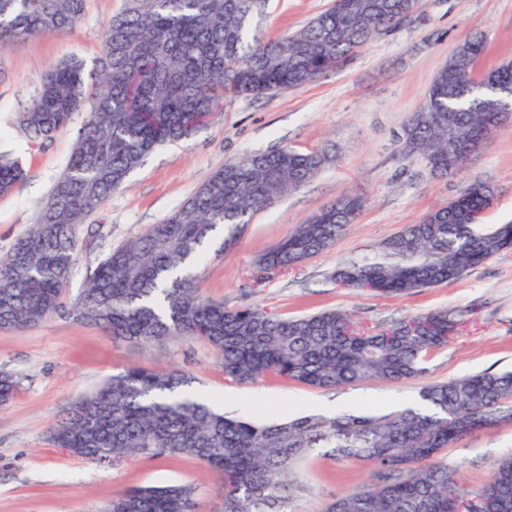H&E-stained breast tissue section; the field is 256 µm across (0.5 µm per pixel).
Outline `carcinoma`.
Listing matches in <instances>:
<instances>
[{"instance_id":"1","label":"carcinoma","mask_w":512,"mask_h":512,"mask_svg":"<svg viewBox=\"0 0 512 512\" xmlns=\"http://www.w3.org/2000/svg\"><path fill=\"white\" fill-rule=\"evenodd\" d=\"M87 0H0V50L20 40L67 34ZM409 0H334L282 40H263L258 19L267 0H129L103 32L102 90L84 110L83 62L75 57L44 74L20 121L33 143L52 139L85 112L75 147L52 194L26 233L0 256V327L34 326L61 306L62 288L78 251L75 226L159 145L186 140L199 117L239 97L308 85L352 57L371 27L400 26ZM485 41L463 39L438 70L425 104L404 134L437 178L460 173L469 151L488 135L492 99L473 75ZM512 86V61L488 73ZM322 151L256 152L224 163L175 212L115 249L91 274L78 318L113 338L148 345L195 336L214 350L224 375L241 384L274 375L317 390L362 381L421 377L424 363L457 335L460 320L441 310L385 328L359 325L351 313L278 316L246 306L226 309L204 296L190 269L214 242L311 179ZM27 176L18 160H0V195ZM494 193L475 183L407 225L380 250L342 262L339 285L400 296L462 279L512 248V222L488 229L473 221ZM363 199L346 194L297 225L258 257L266 270H288L335 245L354 223ZM194 378L171 368L131 367L76 403L52 431L56 446L87 460L190 456L219 474L221 512H287L306 490L297 475L310 455L351 458L371 480L333 496L322 512H512V454L500 458L485 484L467 490L442 452L457 440L494 429L512 416V371L484 372L425 385L422 405L372 415L310 413L280 424L228 417L202 396ZM0 372V405L14 396ZM189 484L126 489L108 512H195Z\"/></svg>"}]
</instances>
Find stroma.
<instances>
[{
	"label": "stroma",
	"mask_w": 512,
	"mask_h": 512,
	"mask_svg": "<svg viewBox=\"0 0 512 512\" xmlns=\"http://www.w3.org/2000/svg\"><path fill=\"white\" fill-rule=\"evenodd\" d=\"M331 3L269 0L260 35L287 37ZM125 5V0H88L84 17L68 34L20 41L0 51V157L22 159L29 170L27 180L0 196L1 253L26 232L49 198L77 132L72 125L34 144L19 123L20 112L45 71L71 56L83 61L86 95L95 99L102 33ZM479 34L486 38L479 69L512 60V0H421L410 23L375 36L314 82L233 100L187 140L157 147L76 225L78 253L61 311L26 330L0 329V372L12 374L17 383L10 403L0 406V512H105L113 495L127 488L183 483L196 488V512H220L217 477L193 458L99 465L54 445L52 430L66 412L130 367L182 369L216 410L270 423L311 412L396 413L419 404L424 384L511 370L512 251L461 280L395 298L344 288L330 277L342 261L377 249L474 183L490 185L495 194L483 223L512 221V123L448 179L433 178L424 160L404 148V130L426 102L437 71L461 40ZM283 147L318 149L327 161L314 178L255 213L224 252L208 250L197 269L204 295L229 309L260 306L288 317L345 310L369 327L448 311L460 319L461 330L429 358L423 378L363 381L334 391L275 377L244 385L225 377L212 348L198 338L172 336L136 345L77 319L74 308L88 279L111 249L173 213L224 162ZM346 193L360 194L364 203L332 249L289 271L258 266V256L286 238L295 224ZM507 453H512V422L461 439L443 456L458 468L462 484L474 490ZM300 475L306 490L290 502L289 512H321L332 495L368 482L370 469L356 460L312 456L302 462Z\"/></svg>",
	"instance_id": "obj_1"
}]
</instances>
